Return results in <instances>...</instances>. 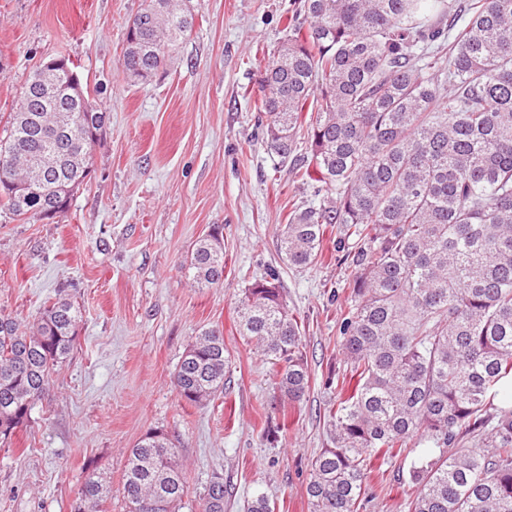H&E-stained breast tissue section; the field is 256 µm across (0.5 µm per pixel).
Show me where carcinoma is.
<instances>
[{
	"instance_id": "cac0c4a2",
	"label": "carcinoma",
	"mask_w": 512,
	"mask_h": 512,
	"mask_svg": "<svg viewBox=\"0 0 512 512\" xmlns=\"http://www.w3.org/2000/svg\"><path fill=\"white\" fill-rule=\"evenodd\" d=\"M193 15L143 0L126 41L127 73L155 74L150 51L173 52ZM258 118L267 150L307 184L280 249L291 265L322 255L327 229L354 267L339 347L349 374L325 409L331 446L311 459L310 512H359L376 455L431 448L409 470V512H512V0H299L288 38L259 73ZM96 100L81 109L59 92L25 86L0 150V183L28 179L31 164L54 192L31 202L0 189L19 221L50 219L91 174ZM219 229L193 251L201 288L222 284ZM82 322L71 298L47 301L22 324L0 316V435L25 426ZM238 333L277 367L278 398L310 389L301 328L279 278L244 291ZM224 334L208 328L185 350L173 378L201 405L224 391ZM354 380L353 386L347 379ZM127 512H176L187 495L173 444L161 433L130 450ZM110 496L96 471L74 512ZM224 478L211 477L204 512H224Z\"/></svg>"
}]
</instances>
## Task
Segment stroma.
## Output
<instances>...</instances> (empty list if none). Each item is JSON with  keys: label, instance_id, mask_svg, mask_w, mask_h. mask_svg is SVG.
Here are the masks:
<instances>
[{"label": "stroma", "instance_id": "obj_1", "mask_svg": "<svg viewBox=\"0 0 512 512\" xmlns=\"http://www.w3.org/2000/svg\"><path fill=\"white\" fill-rule=\"evenodd\" d=\"M141 0H0V139L30 74L64 56L107 114L93 171L68 210L18 221L0 210V312L27 323L65 292L80 307L77 344L53 374L27 426L0 437V512H71L87 470L112 485L99 512H126L129 451L165 433L184 465L181 512H202L213 474L229 512L265 495L275 512H309L312 457L329 444L323 413L352 269L327 231L321 262L294 267L279 246L285 219L308 196L268 153L255 80L284 40L294 0H190L194 26L153 81H132L122 55ZM223 229L226 269L199 288L188 269L198 242ZM277 271L301 325L311 387L302 403H274L275 373L237 331L244 291ZM224 333V391L181 400L172 374L202 329ZM283 422L277 442L266 417ZM407 452L369 475L359 512H408Z\"/></svg>", "mask_w": 512, "mask_h": 512}]
</instances>
